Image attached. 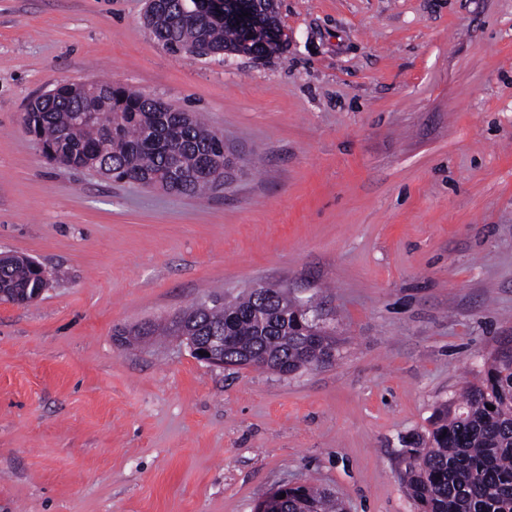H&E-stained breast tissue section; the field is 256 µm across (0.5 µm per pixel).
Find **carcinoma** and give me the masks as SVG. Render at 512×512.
<instances>
[{
  "label": "carcinoma",
  "instance_id": "obj_1",
  "mask_svg": "<svg viewBox=\"0 0 512 512\" xmlns=\"http://www.w3.org/2000/svg\"><path fill=\"white\" fill-rule=\"evenodd\" d=\"M174 12L172 6L145 15L155 39L170 52L237 48L239 29L226 18L177 25ZM58 87L55 96L26 113L27 128L50 160L160 190L167 188L174 163L184 176L178 193L215 187L203 168L224 156V136L199 116L162 112L149 95L112 83ZM89 104L98 107L96 124L78 123V111ZM45 286L41 269L29 259H0L4 301ZM308 309L284 288H269L264 298L253 288L233 302L189 307L161 328L123 329L117 335L127 343L159 330L203 339L222 329L259 357L286 360L288 370L296 372L336 344ZM432 426L424 447L407 449L405 457L404 480L423 512H512V339L501 343L478 382L438 408ZM280 512H343V506L323 489L299 485L285 490Z\"/></svg>",
  "mask_w": 512,
  "mask_h": 512
}]
</instances>
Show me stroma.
<instances>
[{
    "label": "stroma",
    "mask_w": 512,
    "mask_h": 512,
    "mask_svg": "<svg viewBox=\"0 0 512 512\" xmlns=\"http://www.w3.org/2000/svg\"><path fill=\"white\" fill-rule=\"evenodd\" d=\"M148 0H0V512H255L284 483L421 512L402 451L512 336V0H279L262 60L173 53ZM119 83L238 159L205 196L49 162L28 102ZM258 285L310 301L330 363L216 368L115 333ZM35 262L36 266L29 259L19 256L0 259V290L5 293L4 302H9L15 294H21L25 289H28V295L31 296L34 288H42L36 290L33 298L26 302L36 301L41 296L46 281L41 271L43 268Z\"/></svg>",
    "instance_id": "1"
}]
</instances>
